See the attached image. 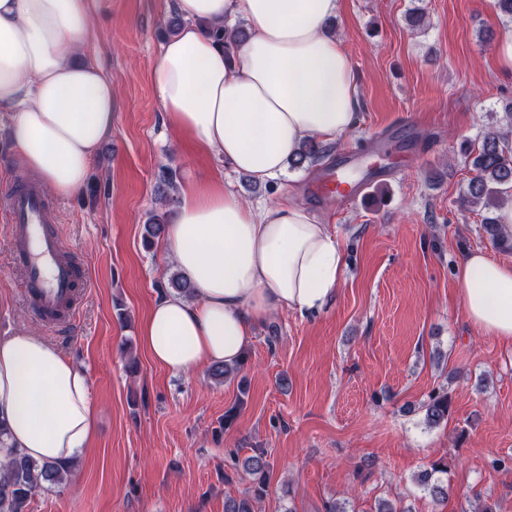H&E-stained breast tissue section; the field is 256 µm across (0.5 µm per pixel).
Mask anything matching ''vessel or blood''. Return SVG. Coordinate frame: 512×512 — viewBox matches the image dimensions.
<instances>
[{"mask_svg": "<svg viewBox=\"0 0 512 512\" xmlns=\"http://www.w3.org/2000/svg\"><path fill=\"white\" fill-rule=\"evenodd\" d=\"M315 192L352 203L365 190L364 183H344L340 173L319 177ZM0 221L5 222L16 270L24 284L27 304L50 329L74 320L89 272L67 253L53 228L55 217L37 182L0 191Z\"/></svg>", "mask_w": 512, "mask_h": 512, "instance_id": "obj_1", "label": "vessel or blood"}]
</instances>
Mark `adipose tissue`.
<instances>
[{
	"label": "adipose tissue",
	"instance_id": "ef3b65f1",
	"mask_svg": "<svg viewBox=\"0 0 512 512\" xmlns=\"http://www.w3.org/2000/svg\"><path fill=\"white\" fill-rule=\"evenodd\" d=\"M183 24L151 73L164 119L233 170L277 181L305 140L333 142L357 125L350 54L329 35L339 0H173ZM244 22L234 54L204 31ZM93 37L88 0H0V112L13 115L20 161L58 193L84 185L112 131V83L83 57ZM165 246L194 287L157 299L140 325L150 358L175 375L242 361L272 314L319 312L341 281L342 249L309 209L261 206L224 185L184 184ZM467 315L512 345V266L484 251L454 266ZM0 419L6 443L67 465L93 434L88 375L25 329L0 337Z\"/></svg>",
	"mask_w": 512,
	"mask_h": 512
}]
</instances>
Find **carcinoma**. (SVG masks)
<instances>
[{"label": "carcinoma", "instance_id": "carcinoma-1", "mask_svg": "<svg viewBox=\"0 0 512 512\" xmlns=\"http://www.w3.org/2000/svg\"><path fill=\"white\" fill-rule=\"evenodd\" d=\"M209 34L224 42L230 48L245 37V29H209ZM461 153L469 159L475 175L469 180L463 201L470 204H483L492 207L495 202L512 189V151L503 137L495 133L483 136L481 144L475 146L465 142L460 147ZM325 153V148L313 140L303 143L292 165L300 167L306 162H314ZM484 229L498 245L512 246V237H506L500 230L496 218H484ZM165 230L163 216L154 212L145 224L146 237L156 239ZM170 288L177 294L192 296L193 288L181 273H174L169 279ZM426 422L429 426H439L448 422L450 402L448 391L441 387L433 390L429 401L423 405ZM243 471L252 476V490L240 497H228L224 500V512H255V503L266 494L269 464L263 456H251L242 463ZM71 467L40 463L17 451H11L7 460L0 465V512H26V507L33 493L45 484L62 483L70 473ZM448 474V463L437 460L431 469L420 478L423 490L430 498L438 501L446 497V488L442 476Z\"/></svg>", "mask_w": 512, "mask_h": 512}]
</instances>
